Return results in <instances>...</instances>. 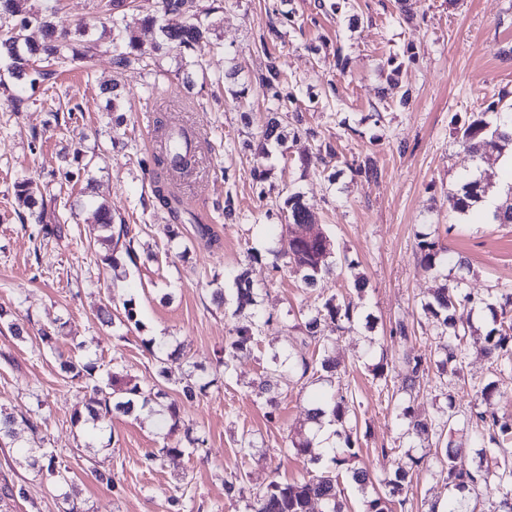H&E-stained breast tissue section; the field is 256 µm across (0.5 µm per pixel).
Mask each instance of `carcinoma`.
Listing matches in <instances>:
<instances>
[{
  "mask_svg": "<svg viewBox=\"0 0 512 512\" xmlns=\"http://www.w3.org/2000/svg\"><path fill=\"white\" fill-rule=\"evenodd\" d=\"M27 2L28 0H0V15H7L13 20L10 27L0 30V53L8 59L7 72L16 78V83L12 85L0 79V89L7 93V100L16 109L25 102L20 81L26 78L32 84L38 80L45 81L72 62L92 59L99 49V40L90 38L86 24L80 23L72 31H59L52 22L54 6L48 5L44 11L34 13L28 8ZM116 2L117 0H98L96 4L97 13L109 24L110 47L115 51L113 63L116 73L120 74L133 65L147 67L157 57L175 51L181 58L183 84L186 88H191V69L199 66V61L187 59L186 53L210 39L213 24L201 18V15L208 16L210 12H201L196 0H157V6L150 10L138 5L143 10L141 26L148 29L156 27L161 32V39L146 48L136 32L129 25L123 24L125 11H114ZM169 15H187L190 21L177 26L160 23V18ZM29 22L39 25L43 30L42 43H34L15 35L17 27ZM267 58L266 70L258 76V83L265 90L273 108L267 114L261 131L259 153L262 155L268 154V144L284 143L288 120L298 118V113L288 111L286 101L281 95L283 72L279 57L269 52ZM491 114H501L498 105L492 103L483 112H471L462 119L455 118L454 121L455 141L477 160L483 159L490 151L500 155L512 151V117L494 123L489 120ZM194 159L193 139L188 131L181 129L165 133L160 151L154 156V163L168 172L187 173L194 166ZM491 187L493 182L490 176L480 169L476 170L461 180L456 189L448 192V211L465 215L479 208ZM14 200L18 208L28 211L40 223L46 222L49 217L59 220L61 210L66 208V205L58 204L55 196L47 200L38 198L37 189L28 179L14 183ZM281 211L292 224L312 223V214L298 192L288 195ZM94 216L101 228L98 242L103 248L102 261L112 266L122 259L133 265L137 264L139 254L135 247L136 235L132 233L129 225L114 223L112 209L105 203L96 205ZM491 220L496 224H512L511 185L507 188L505 199L492 212ZM327 242L329 239L321 231L310 238H292L286 243L279 242V248L272 251V271L277 273L288 267L300 276L305 287H315L336 269V262L332 260L333 249L327 247ZM417 246L421 263L438 275L449 266L459 271L470 270L469 262L465 258L454 256L448 248L440 245L439 241L427 233L418 234ZM259 258L260 254L247 250V263L234 278L233 301L236 308L232 315L239 317L240 321L229 332L216 364L226 380L232 378L238 361L252 355L261 336L272 329L275 323L272 315H265L256 309V297L260 289L255 287L250 276V267ZM464 280L465 277L461 276L450 284L441 285L433 293L431 300L421 304L422 311L428 316L434 331L433 355L425 360L406 357L408 375L405 388L392 392L390 399L395 400L401 392L415 389L432 373H446L451 362L462 364L468 347L480 341L483 342L485 356L493 363H512V289L499 288L493 293L478 296L466 291ZM460 307L485 311L489 313L490 320L482 329L470 321H460L456 317V311ZM299 315L300 322L294 328L302 332V344L314 345L321 350V354L315 358H308L303 354L294 358L288 354L284 360L275 363L272 374H283L281 367L285 366L290 379L295 378L300 382L314 378L331 384L335 382L339 371V363L327 355V348L336 341L332 334L354 329L359 315L351 302L341 301L334 296L325 299L315 311H301ZM100 319L106 325L116 323L120 328L140 326L135 304L130 300L123 303V312L117 319H112V312L106 307L100 310ZM143 345L158 363L155 381L144 387L137 383L132 385L124 382L116 376L101 379L97 375L95 363L77 361L58 353L61 372L83 379L90 385L88 397L84 398L82 405L72 415V423L84 429L89 423L95 426L107 424L116 416L130 415L138 408L147 409L160 416L168 432L183 430L186 441L184 447L165 444L147 452L144 456L147 466L156 468L167 458L181 456L187 447L208 452L205 434L182 422L178 401L169 398L163 389V384L170 381L172 376V368L168 367L167 361L181 359L186 363L187 355L178 347L165 355L164 345L155 344L153 339L143 342ZM214 382L213 378L182 369L177 378L180 398L193 401ZM258 388L259 393L266 395L265 403L269 407L267 417L272 420L277 411V395L267 380L260 381ZM495 390V382L489 381L475 391L476 401L482 409L474 412L476 422L472 447L478 449L484 458L497 456L505 444L512 442V425L500 422L492 408ZM355 411V398L350 385L332 390L324 400V405L308 409L306 417L316 425L326 423L334 427L332 435L336 438L335 445L324 454H315L312 452L313 437L305 433L291 440V445L281 449L284 454L303 460L305 476L302 481L282 482L274 475L266 485L252 488L247 486L245 475L235 473L224 480V496L229 501L247 499L249 512H312L311 506L315 502L321 504V512H349L348 501L340 483V479L346 476L362 494V512H392V505L404 504L401 495L413 480L412 468L420 467L429 453L418 457L409 456L411 468L396 469L393 475L380 481L386 492L378 491L369 470L353 466L361 451L358 437L353 435L351 426L352 419L356 417ZM402 414L407 419L404 435L415 437L430 446L444 445V448L434 453V458L448 468V487L452 491V497L448 499L447 512H469V503L463 492L479 478L485 482L492 480L496 483L501 492V512H512L511 461L506 458L497 461L494 468H487L477 476L471 472L460 471L453 465L456 449L452 447V443L444 444L441 441L450 419L440 415L422 416L410 406L404 407ZM19 419L27 421L23 414L17 417L0 413V444H14L15 425ZM87 464L88 470L99 483L115 487L116 480L112 471L98 468L96 461L91 458L87 459ZM29 466L46 472L60 487L69 484L71 467L58 461V457L52 453L29 456ZM25 498L27 490L24 486L3 483L0 486V512H11L12 503Z\"/></svg>",
  "mask_w": 512,
  "mask_h": 512,
  "instance_id": "1",
  "label": "carcinoma"
}]
</instances>
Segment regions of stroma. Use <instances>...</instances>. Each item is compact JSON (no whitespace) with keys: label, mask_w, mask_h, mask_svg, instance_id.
<instances>
[{"label":"stroma","mask_w":512,"mask_h":512,"mask_svg":"<svg viewBox=\"0 0 512 512\" xmlns=\"http://www.w3.org/2000/svg\"><path fill=\"white\" fill-rule=\"evenodd\" d=\"M332 2L198 0L200 7L211 8L215 32L198 50L203 68L195 72L190 91L174 57L119 75L102 49L88 65H74L28 90L20 111L0 97V307L30 320L22 341L0 325V410L28 413L40 425L44 448L67 461L95 455L117 481L109 488L80 465L62 490L23 465L21 449L0 446V478L28 490L13 512H64L67 492L82 512H245L244 503L225 499L226 476L244 473L254 487L274 473L284 482L300 480L302 463L280 450L300 431L308 402L329 387L314 380L281 381L271 423L253 382L272 367L275 354L294 344L295 314L332 295L375 319L373 330L356 326L328 350L345 367L341 380L356 397L359 461L381 477L407 465L406 451L414 442L404 436L398 411L388 408L387 391L407 376L403 350L424 359L430 354L420 305L440 284L420 263L417 232L438 235L468 260L466 286L472 292L512 288V224L492 223L483 213L462 217L445 202L447 192L478 165L491 174L493 195L503 196L512 182L503 157L493 152L475 162L453 136L455 117L485 110L502 91H512V58L500 55L512 47V0H407L409 23L401 19L397 0H343L337 10ZM273 27L279 39L262 46ZM339 46L349 57L343 73L333 66ZM270 52L280 58L283 90L295 96L301 119L289 125L284 146L261 162L271 174L259 186L251 177L258 162L245 143L265 121L268 100L256 78ZM406 53L412 59L405 61L402 79L411 101L402 108L381 68ZM116 79L124 122L114 129L103 107L104 89ZM155 83L156 94L150 91ZM239 89L245 96L237 100L232 93ZM170 128L186 129L194 138L196 161L189 174L161 173L154 164L161 133ZM324 141L333 144L337 158L327 166L301 167L300 156ZM78 149L92 159L89 172L63 185L64 160ZM367 157L375 161L377 176L344 173L346 163ZM337 169L342 177L330 181ZM156 177L180 203V236L174 241L165 234L173 220L151 192ZM24 178L42 193L64 194L69 209L61 233L44 232L28 213L17 212L13 184ZM295 191L333 240L337 257L354 260L355 268L308 290L293 274L275 278L266 262L253 264L258 304L277 318L278 327L238 362L231 380L181 407L183 420L205 432L210 456L186 454L164 468H145L147 451L183 437L179 431L164 435L150 413L115 418L95 435L74 426L71 416L85 395L84 382L65 377L58 354L95 362L101 378L116 375L145 385L156 362L142 342L161 336L181 345L194 362L214 368L215 352L236 320L212 304L211 293L218 287L231 290L247 250L264 255L276 247L282 229L272 226L266 213L278 211ZM93 196L107 199L115 218L135 229L141 245L137 265L111 267L90 247L97 229L83 203ZM228 196L236 207L232 220L224 217ZM199 224L211 227L215 244L199 239ZM358 273L368 280L362 293L354 288ZM110 297L133 300L140 320L121 340L97 318L98 307ZM402 319L417 327L405 346L389 339ZM43 326L54 329L55 349L42 344ZM372 341L387 348V380L370 372L366 350ZM489 381L497 385V416L512 422V368L492 365L476 347L462 377H431L410 401L426 414L451 411L450 437L462 445L455 464L465 471L486 466L465 440L474 388ZM245 435L258 443L249 455L239 450ZM446 478V469L432 463L395 512H428L443 497ZM174 496L181 499L176 511L169 504Z\"/></svg>","instance_id":"35a3bbf8"}]
</instances>
